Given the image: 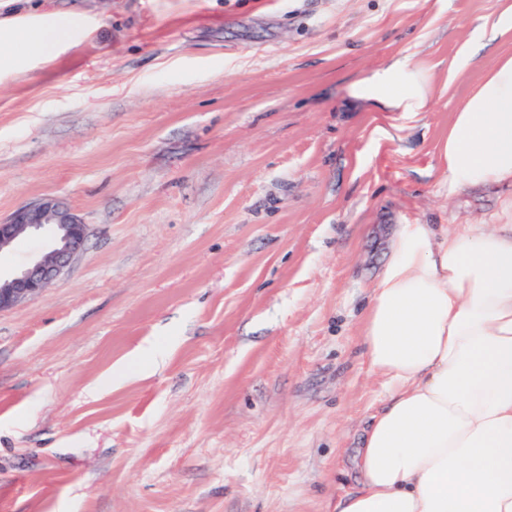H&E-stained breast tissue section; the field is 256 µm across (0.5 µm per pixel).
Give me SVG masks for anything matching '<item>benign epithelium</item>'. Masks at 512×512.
I'll list each match as a JSON object with an SVG mask.
<instances>
[{
  "mask_svg": "<svg viewBox=\"0 0 512 512\" xmlns=\"http://www.w3.org/2000/svg\"><path fill=\"white\" fill-rule=\"evenodd\" d=\"M38 235L49 237V251L12 272H0V311L41 294L84 249L89 230L70 209L47 199L0 222V254L17 240Z\"/></svg>",
  "mask_w": 512,
  "mask_h": 512,
  "instance_id": "benign-epithelium-1",
  "label": "benign epithelium"
}]
</instances>
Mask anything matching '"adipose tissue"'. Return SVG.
<instances>
[{"mask_svg":"<svg viewBox=\"0 0 512 512\" xmlns=\"http://www.w3.org/2000/svg\"><path fill=\"white\" fill-rule=\"evenodd\" d=\"M81 21L0 20V76L48 61ZM512 42V4L484 17L453 60L467 70ZM431 67L393 58L349 89L388 112L425 111ZM448 191L512 184V53L495 51L440 147ZM361 355L389 399L352 457L355 484L327 512H512V223L397 224L370 285Z\"/></svg>","mask_w":512,"mask_h":512,"instance_id":"adipose-tissue-1","label":"adipose tissue"}]
</instances>
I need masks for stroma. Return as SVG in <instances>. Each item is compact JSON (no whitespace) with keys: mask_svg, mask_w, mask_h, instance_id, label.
<instances>
[{"mask_svg":"<svg viewBox=\"0 0 512 512\" xmlns=\"http://www.w3.org/2000/svg\"><path fill=\"white\" fill-rule=\"evenodd\" d=\"M503 0H10L86 18L0 80V221L51 197L90 229L0 312V512H326L387 402L361 356L390 227L504 224L439 147ZM426 111L353 100L393 57ZM167 352L149 370L144 347ZM495 41L512 42V4L497 14L484 17L482 23L473 29L470 39L456 52L453 60L454 69L467 70L478 52Z\"/></svg>","mask_w":512,"mask_h":512,"instance_id":"1","label":"stroma"}]
</instances>
